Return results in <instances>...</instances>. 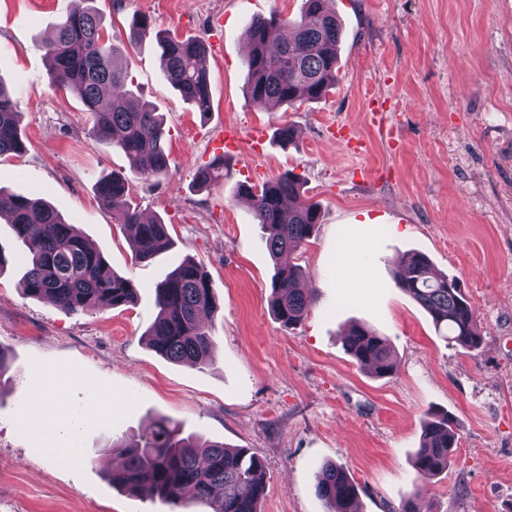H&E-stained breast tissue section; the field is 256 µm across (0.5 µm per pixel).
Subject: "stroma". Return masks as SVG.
I'll use <instances>...</instances> for the list:
<instances>
[{
    "instance_id": "stroma-1",
    "label": "stroma",
    "mask_w": 512,
    "mask_h": 512,
    "mask_svg": "<svg viewBox=\"0 0 512 512\" xmlns=\"http://www.w3.org/2000/svg\"><path fill=\"white\" fill-rule=\"evenodd\" d=\"M303 0H95L113 43L127 48L132 90L162 114L168 174L143 177L92 134L76 95L51 82L44 44L71 0H0V81L21 110V156L0 158V187L53 206L138 287L135 304L69 314L23 294L25 249L0 218V512H165L104 479L114 440L157 419L266 465L260 512H323L320 467H346L359 512H401L419 479L414 458L426 413H448L457 434L451 462L425 497L428 512H512V0H333L342 21L338 81L319 100L259 105L246 93L247 23L299 20ZM147 16L151 32L130 41ZM203 40L212 109L202 114L164 78L156 34ZM265 153L250 149L256 126ZM291 126L282 142L278 130ZM352 130L347 144L337 131ZM240 149L224 175H195L214 159L222 130ZM300 175L321 219L299 253L308 297L287 329L271 313L275 273L263 231L240 184ZM123 174L131 202L168 227L171 248L132 258L125 230L96 193ZM353 251L365 287L339 288L336 258ZM426 255L456 278L484 342L450 346L429 314L397 287L396 265ZM194 259L223 302L205 368L170 362L146 343L154 286ZM363 325L385 336L394 369L359 368L344 336ZM72 377L65 406L88 413L111 395L115 413L67 441L27 420L34 373Z\"/></svg>"
}]
</instances>
